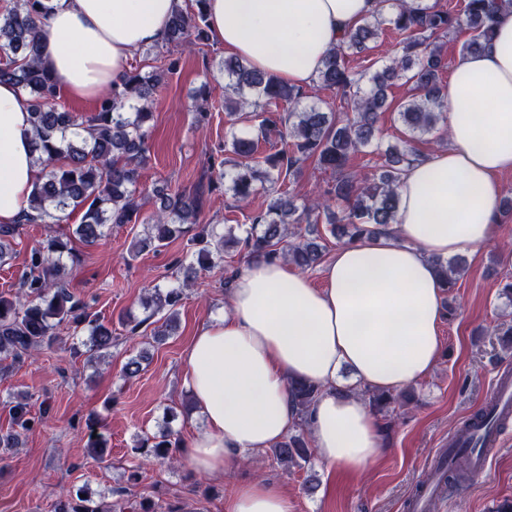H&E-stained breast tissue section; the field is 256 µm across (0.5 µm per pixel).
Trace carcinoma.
<instances>
[{"label": "carcinoma", "instance_id": "cac0c4a2", "mask_svg": "<svg viewBox=\"0 0 512 512\" xmlns=\"http://www.w3.org/2000/svg\"><path fill=\"white\" fill-rule=\"evenodd\" d=\"M377 12L362 22L334 46L316 76L320 87L334 90L346 103L345 111L325 112L318 105L300 106L302 89L289 86L258 72L240 59L222 63L228 77L224 112L233 118L252 109L262 115L260 133H274L280 149L258 160V142L253 138L232 136L231 152L239 157L231 170L224 161L211 163L210 170L228 183L233 198L250 204L257 194H265L266 207L252 218L244 235H234L233 226L218 228L205 224L197 237L207 247L197 255V263L180 264L185 278L196 273V266L215 267L224 261L225 246L232 241L239 251L252 259H286L301 270L313 269L324 257L326 245L317 241L319 214L329 208L328 198L317 195L298 206L290 191L282 188L286 178L300 172L309 159L324 170L336 174L329 194L345 207L343 224H329L336 245H346L374 234L389 231L395 223L397 187L404 168L416 153L407 145H391L384 151L379 174L367 179L346 172L350 157L375 140L379 116L386 104V90L395 80L411 86V97L397 108L398 119L413 138L431 133L439 120L446 118L445 85L441 75L448 60L432 42L448 36L464 25L470 38L461 52L480 51L494 31L499 10L512 7V0H466L459 17L427 0H378ZM206 0H194L189 9L177 7L168 27L165 43L175 48L200 46L210 40L205 12ZM48 7L45 0H13L0 10V81H11L29 96L35 143L40 150L41 177L31 193L30 213L26 221L42 224H66L77 209L81 221L69 234L51 235L30 250L28 271L13 298L0 297V356L21 363L35 351L51 347L60 340L57 329L67 324L73 330H87L84 343V367L99 369L112 347V330L87 311V305L68 287L64 276L66 262L78 261L73 241L93 246L108 235L114 224L139 221L142 205L139 191L141 169L146 163L148 137L153 112L149 105L154 86L164 75L177 71L180 58L163 57L162 69L130 72L120 87L99 100L90 116L68 111L59 103L49 70L39 56V33ZM390 26L398 36L394 58L369 77L348 67L347 57L370 49ZM288 104V112L280 111ZM159 205L145 218L146 236L134 244L133 253L148 247H164L186 233L184 226L198 223L202 206L198 197L173 192L162 184L154 188ZM307 223L301 227V223ZM13 230L0 226V266L12 258L10 237ZM443 286L451 289L465 269L456 260L436 261ZM184 299V286L146 289L142 302L150 314L143 319H125L128 334L136 336L143 324L158 316L162 324L154 330L153 341L160 342L176 323ZM289 394L301 415L297 433L270 449L272 457L285 470L306 465L311 448L306 436V414L316 398L311 384H289ZM403 397V393H371L369 403L381 414ZM14 425L27 431L41 422L28 404L18 401L10 406ZM508 418L478 411L457 431L463 441L456 446V461L445 470V483L456 479L465 467L467 451L479 441L471 430L483 425L499 430ZM183 447L177 434L166 428L141 438L136 450L150 457L171 461L174 449ZM118 499L107 508L69 490L67 500L56 512H158L160 506L150 500L133 503L125 499L126 489H115Z\"/></svg>", "mask_w": 512, "mask_h": 512}]
</instances>
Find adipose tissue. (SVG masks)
I'll list each match as a JSON object with an SVG mask.
<instances>
[{"mask_svg": "<svg viewBox=\"0 0 512 512\" xmlns=\"http://www.w3.org/2000/svg\"><path fill=\"white\" fill-rule=\"evenodd\" d=\"M182 0H49L42 58L59 91L90 100L121 85L135 53L161 42ZM378 0H207L226 53L293 86L312 82L330 48ZM448 146L404 171L392 233L338 247L324 287L277 261L233 278L184 356L183 380L203 426L187 446L211 478L293 432L294 381L318 396L307 419L326 467L364 473L382 449L366 396L426 379L438 362L443 287L434 264L490 238L512 173V11L493 41L460 57L447 85ZM28 96L0 82V224L19 223L41 176ZM224 512H292L286 490L254 478L233 484Z\"/></svg>", "mask_w": 512, "mask_h": 512, "instance_id": "adipose-tissue-1", "label": "adipose tissue"}]
</instances>
